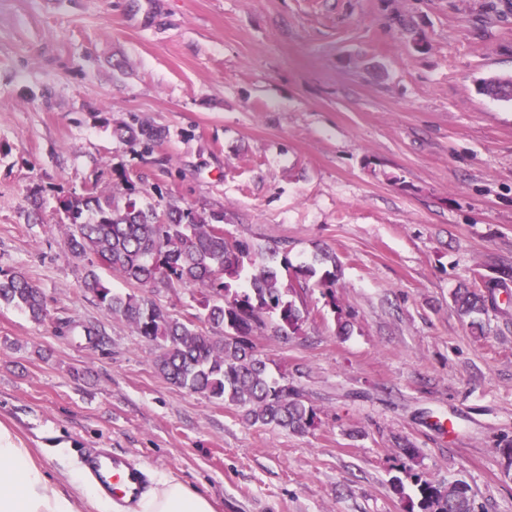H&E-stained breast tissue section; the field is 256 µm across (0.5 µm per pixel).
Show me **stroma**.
Wrapping results in <instances>:
<instances>
[{
    "label": "stroma",
    "mask_w": 512,
    "mask_h": 512,
    "mask_svg": "<svg viewBox=\"0 0 512 512\" xmlns=\"http://www.w3.org/2000/svg\"><path fill=\"white\" fill-rule=\"evenodd\" d=\"M490 75L512 76V0H0V269L48 305H0V423L49 471L108 450L215 512H408L407 444L512 512V319L476 334L450 297L512 266V103ZM123 124L166 136L145 154ZM121 172L140 204L223 211L227 238L294 266L336 255L298 333L255 332L314 429L172 385L85 290L59 201ZM482 91L501 101H512V77L491 76L481 81ZM10 306L31 320L42 322L47 316L45 297L23 272L0 269V304Z\"/></svg>",
    "instance_id": "stroma-1"
}]
</instances>
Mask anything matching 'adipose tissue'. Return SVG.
<instances>
[{
	"mask_svg": "<svg viewBox=\"0 0 512 512\" xmlns=\"http://www.w3.org/2000/svg\"><path fill=\"white\" fill-rule=\"evenodd\" d=\"M0 512H214L210 498L175 474L154 479L133 500L102 492L83 468L54 476L0 425Z\"/></svg>",
	"mask_w": 512,
	"mask_h": 512,
	"instance_id": "adipose-tissue-1",
	"label": "adipose tissue"
}]
</instances>
